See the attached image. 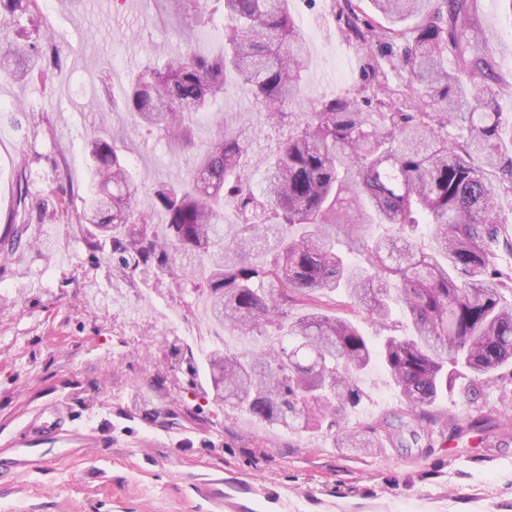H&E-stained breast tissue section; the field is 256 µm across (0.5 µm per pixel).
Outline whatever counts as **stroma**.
Instances as JSON below:
<instances>
[{
	"label": "stroma",
	"instance_id": "1",
	"mask_svg": "<svg viewBox=\"0 0 512 512\" xmlns=\"http://www.w3.org/2000/svg\"><path fill=\"white\" fill-rule=\"evenodd\" d=\"M476 52L492 63L493 104L512 117V15L503 0H475ZM209 24L193 29L177 0H52L4 39L43 31L47 72L34 82L0 79V221L27 225L19 259L0 252V445L65 405L71 437L49 460L10 463L0 454V512H512V422L494 417L512 391V366L470 403L456 378L437 402L441 415L489 419L459 435L418 426L390 375L364 371L362 404L349 423L375 421L387 439L367 455L335 447L325 434L259 423L244 409L203 398L206 378L174 368L171 344L202 358L190 336H220L230 350L251 343L216 326L203 297L166 282L112 276L97 265L74 213L41 222L18 209L16 178L44 196L64 186L85 195L88 140L128 130L121 150L143 183L145 208L160 182L186 178L189 164L146 124H133L124 92L149 50L215 55L224 40L221 0H206ZM309 47L301 95L292 109L313 111L336 96L377 85L369 51L349 21L378 24L370 0H292ZM255 134L254 149L275 153L288 124L269 125L243 89L228 92L193 130L206 147L224 118ZM126 291L135 320L96 302Z\"/></svg>",
	"mask_w": 512,
	"mask_h": 512
}]
</instances>
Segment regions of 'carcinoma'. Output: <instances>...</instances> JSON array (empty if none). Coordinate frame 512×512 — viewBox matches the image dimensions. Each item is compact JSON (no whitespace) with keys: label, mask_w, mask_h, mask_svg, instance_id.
<instances>
[{"label":"carcinoma","mask_w":512,"mask_h":512,"mask_svg":"<svg viewBox=\"0 0 512 512\" xmlns=\"http://www.w3.org/2000/svg\"><path fill=\"white\" fill-rule=\"evenodd\" d=\"M372 2L385 24L355 35L404 41L416 111H403L408 97L397 91L377 100L380 123L364 111L368 99L333 98L304 116L286 111L308 57L289 0H224L223 54L189 50L161 68L147 64L125 94L134 118L192 153L191 177L159 184L150 207L137 210L139 183L116 143L96 135L95 190L78 216L112 274L169 277L206 296L214 323L260 342L210 351L203 396L288 431L324 429L335 447L366 454L382 447L379 425L345 419L362 402L359 374L373 360L391 375L409 418L455 433L482 425L433 412L448 391V368L470 373L475 396L512 363V225L497 210L500 192L512 193V122L484 84L491 65L471 54L472 4ZM37 8L38 0H0V32ZM410 19L418 24L408 37ZM42 59L37 37L0 48V68L14 79L44 74ZM231 72L270 122L296 124L263 161L257 192L239 177L254 138L233 123L194 150L190 118L224 94ZM488 168L499 184L487 180ZM227 197L237 202L236 224H224ZM73 198L61 187L34 201L27 172L17 175L18 205L42 220L68 211ZM376 224L388 233L374 235ZM341 309L382 328L397 310L408 335L376 347Z\"/></svg>","instance_id":"cac0c4a2"}]
</instances>
